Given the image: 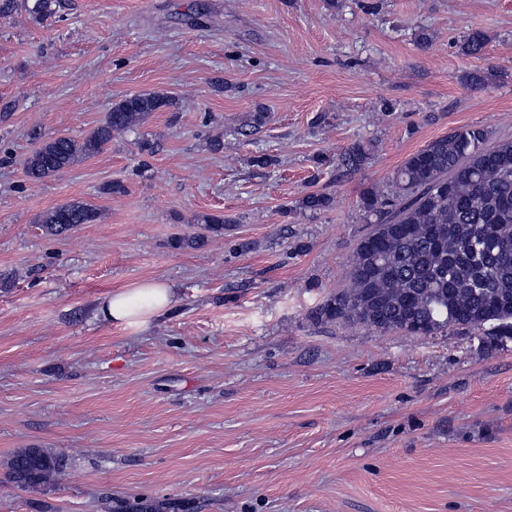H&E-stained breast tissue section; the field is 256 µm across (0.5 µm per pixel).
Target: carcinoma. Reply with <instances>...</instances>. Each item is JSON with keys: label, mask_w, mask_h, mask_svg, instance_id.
<instances>
[{"label": "carcinoma", "mask_w": 512, "mask_h": 512, "mask_svg": "<svg viewBox=\"0 0 512 512\" xmlns=\"http://www.w3.org/2000/svg\"><path fill=\"white\" fill-rule=\"evenodd\" d=\"M54 0H0V17L22 7L43 24ZM487 37L474 31L460 51L483 54ZM179 99L159 91L112 103L105 122L83 141L58 136L24 161L27 177L40 182L99 153L114 134L142 125L154 112L176 110ZM325 193L296 201L301 212L331 207ZM360 210L371 230L357 243L351 287L330 295L312 311L323 324L359 325L379 334L411 336L491 331L512 336V140L490 143V131L463 125L430 141L392 175L391 190L367 188ZM99 217L92 205L71 200L39 216L46 234L59 236ZM64 457L28 448L13 456L7 480L22 489L49 483Z\"/></svg>", "instance_id": "1"}]
</instances>
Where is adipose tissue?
<instances>
[{
	"mask_svg": "<svg viewBox=\"0 0 512 512\" xmlns=\"http://www.w3.org/2000/svg\"><path fill=\"white\" fill-rule=\"evenodd\" d=\"M173 306V291L158 281H145L135 289L119 290L105 296L98 306L99 314L110 323L142 330Z\"/></svg>",
	"mask_w": 512,
	"mask_h": 512,
	"instance_id": "obj_1",
	"label": "adipose tissue"
}]
</instances>
